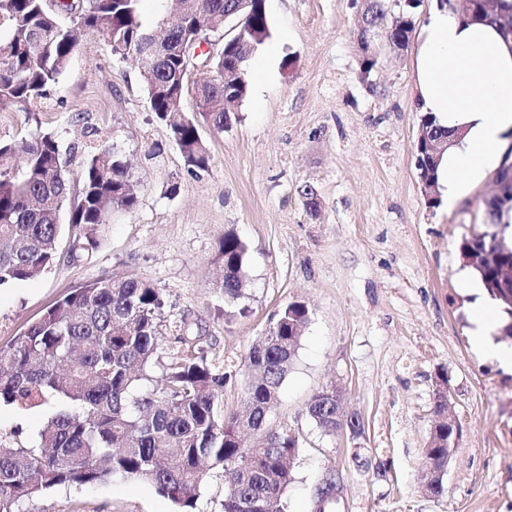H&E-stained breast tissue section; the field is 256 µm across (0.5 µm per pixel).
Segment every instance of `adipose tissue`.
Masks as SVG:
<instances>
[{"label":"adipose tissue","mask_w":512,"mask_h":512,"mask_svg":"<svg viewBox=\"0 0 512 512\" xmlns=\"http://www.w3.org/2000/svg\"><path fill=\"white\" fill-rule=\"evenodd\" d=\"M413 68L420 111L454 135L437 172L453 205L512 153V44L493 24L464 21L452 0H435Z\"/></svg>","instance_id":"obj_1"}]
</instances>
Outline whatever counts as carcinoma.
<instances>
[{"label": "carcinoma", "instance_id": "obj_1", "mask_svg": "<svg viewBox=\"0 0 512 512\" xmlns=\"http://www.w3.org/2000/svg\"><path fill=\"white\" fill-rule=\"evenodd\" d=\"M142 0H0V25L9 28L0 48V104L41 98L58 82L78 45V33L103 34L111 51L134 60L145 83L151 109L169 128L185 165L208 167L210 152L200 134L207 127L224 131L236 117L248 91L252 57L271 37L264 9L235 11L238 0H185L174 17L151 29L140 19ZM461 17L489 21L500 30L512 12L493 13L485 0H464ZM233 13L240 39L215 59L222 70H238L242 79L224 78L196 88L198 112L182 114L186 91L183 45L203 26L224 28ZM365 23L395 43L408 44L412 22L389 20L386 0H370ZM421 132L448 139V129L422 117ZM23 156L17 171L13 160ZM504 198L483 202L485 223L512 200V172H499ZM78 195H70L60 146L42 133L30 140H0V287L31 279L58 258L60 213L79 230L70 256L80 258L100 244L112 213L129 212L139 201V185L114 147L92 156L81 173ZM484 232L465 238L461 257L487 293L498 287L499 270L512 265V242ZM247 245L228 232L214 262L224 269L217 287L224 304L245 296ZM503 334L512 321V300L495 298ZM165 305L161 289L131 278L112 276L80 286L47 309L19 341L0 348V404L36 411L57 397L59 406L45 421L32 447L0 444V512L67 486H91L114 476L147 482L176 507L194 512L207 476L224 474L223 512H283L282 499L293 479L297 442L268 421L271 403L293 365L309 309L299 301L281 307L250 347L241 368H213L194 346L169 364L159 385L150 370L158 345ZM243 382V407L224 411V386ZM309 417L326 432L350 427L362 432L358 417L347 415L336 390L312 397ZM430 452L434 464L448 465L446 423L435 425Z\"/></svg>", "mask_w": 512, "mask_h": 512}]
</instances>
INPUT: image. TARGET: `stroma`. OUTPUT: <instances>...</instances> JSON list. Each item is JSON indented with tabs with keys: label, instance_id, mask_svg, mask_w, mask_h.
Returning <instances> with one entry per match:
<instances>
[{
	"label": "stroma",
	"instance_id": "1",
	"mask_svg": "<svg viewBox=\"0 0 512 512\" xmlns=\"http://www.w3.org/2000/svg\"><path fill=\"white\" fill-rule=\"evenodd\" d=\"M271 76L224 131L204 130L211 154L189 170L157 121L136 64L97 32L81 34L59 81L27 104L0 105V139L52 133L67 177L118 148L140 186L99 247L60 258L38 277L0 288V347L72 289L110 276L161 288L166 306L154 377L197 339L218 369L240 364L279 308L305 302L294 364L269 413L298 442L284 512H311L318 485L340 482L334 512H512V370L470 343L484 298L459 252L484 229L481 182L452 208L429 206L416 166L422 114L412 93L413 48L381 50L360 78V0H266ZM318 193L310 212L304 186ZM247 244L241 308L225 309L213 259L225 233ZM460 432L442 495L421 480L440 375ZM337 387L362 435L320 429L312 397ZM47 410L0 405V439L33 446ZM22 512H174L154 487L119 477L59 488Z\"/></svg>",
	"mask_w": 512,
	"mask_h": 512
}]
</instances>
